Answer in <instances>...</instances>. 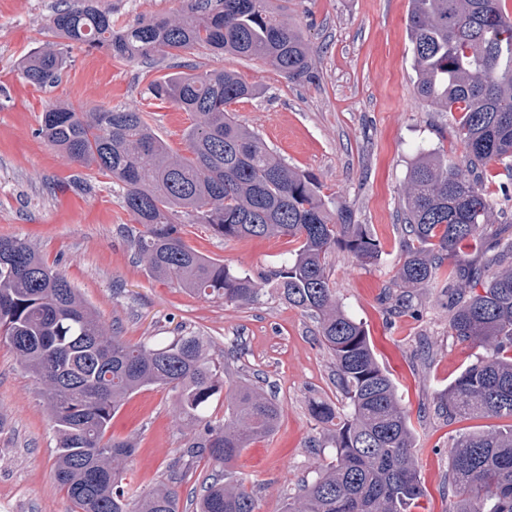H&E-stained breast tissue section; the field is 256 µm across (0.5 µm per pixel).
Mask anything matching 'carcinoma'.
Instances as JSON below:
<instances>
[{
  "mask_svg": "<svg viewBox=\"0 0 512 512\" xmlns=\"http://www.w3.org/2000/svg\"><path fill=\"white\" fill-rule=\"evenodd\" d=\"M274 0H182L172 15L117 29L99 0H59L51 40L29 55L22 78L43 89L68 64L70 43L122 59L230 54L268 61L290 80L308 76L312 48L283 20ZM406 25L419 95L456 112L465 167L435 154L417 161L403 190L404 253L393 282L415 288L440 276L474 284L450 318L452 335L486 351L448 385L437 412L459 419H512V236L490 263L465 258L481 248L492 223L483 187L492 160L512 162V17L503 0H409ZM155 98L193 116L186 155L170 150L143 113L57 103L41 115L39 134L70 161L110 177L136 226L126 229L152 277L203 297L248 305L261 285L208 259L180 236L182 215L226 238L281 235L299 243L292 263L273 273L280 297L317 320L348 412L318 400L313 418L327 426L335 460L286 503L285 512H408L426 495L414 452L417 432L397 387L378 361L364 325L345 314L330 285L327 258L341 247L357 260L377 259V245L348 208L329 207L321 185L286 164L227 110L256 89L224 70L165 75ZM498 268L486 276L488 265ZM0 338L39 380L54 423L57 484L75 512H180L170 486L129 494L122 474L136 453L132 439L106 437L112 415L150 386L175 393L176 419L190 430L185 456L218 470L195 512H257L244 480L227 467L252 442L272 434L280 409L262 387L229 386L224 364L204 337L128 344L108 334L78 290L25 241L0 238ZM224 394V417L212 419ZM448 479L470 489L456 512H512V423L465 432L450 450Z\"/></svg>",
  "mask_w": 512,
  "mask_h": 512,
  "instance_id": "obj_1",
  "label": "carcinoma"
}]
</instances>
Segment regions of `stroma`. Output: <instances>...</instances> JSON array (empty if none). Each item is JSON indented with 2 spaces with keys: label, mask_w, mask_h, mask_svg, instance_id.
I'll return each instance as SVG.
<instances>
[{
  "label": "stroma",
  "mask_w": 512,
  "mask_h": 512,
  "mask_svg": "<svg viewBox=\"0 0 512 512\" xmlns=\"http://www.w3.org/2000/svg\"><path fill=\"white\" fill-rule=\"evenodd\" d=\"M56 0H0V237L31 242L46 262L78 288L108 328L130 344L193 332L207 337L231 381L249 379L272 392L280 408L275 432L245 448L230 464L244 478L258 512H282L333 451L320 447L325 431L310 403L344 408L317 324L289 306L265 278L297 247L284 236L226 238L209 226L183 221L185 242L200 254L249 274L263 287L246 306L204 299L152 278L122 229L132 219L111 180L71 162L38 129L45 106L64 101L77 111L135 108L176 153H185L192 118L156 100L151 83L189 66L228 70L257 89L237 104L238 122L259 133L289 166L313 175L324 194L350 207L355 223L375 239L377 261L349 252L328 256L342 310L361 321L376 356L394 379L418 432L415 454L426 489L425 512H456L448 485L450 450L460 429L435 406L449 383L475 361L478 348L457 341L449 319L460 288L453 280L405 292L403 312L392 309V283L402 256L403 187L423 155L444 154L464 164L466 149L450 113L417 93L407 28L408 0H288L285 20L313 48L312 79L291 81L262 60L200 53L182 58L126 60L74 45L60 83L35 90L19 63L47 39ZM115 27L169 16L181 0H102ZM488 183L495 223L482 232L491 249L501 224L512 223V177L493 164ZM109 435L137 443L127 483L147 491L171 483L183 461L187 432L165 387H147L114 414ZM56 441L37 380L0 342V512H73L53 477Z\"/></svg>",
  "instance_id": "obj_1"
}]
</instances>
